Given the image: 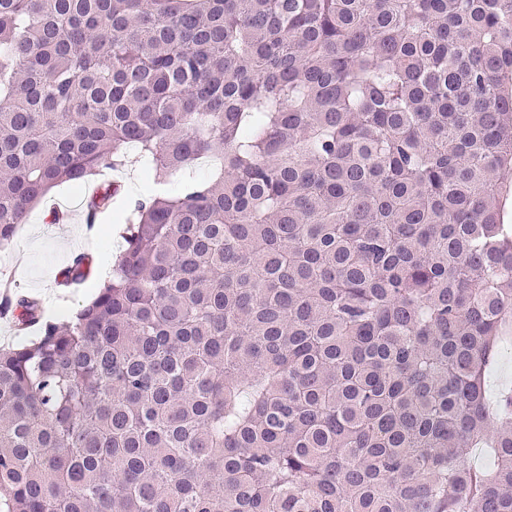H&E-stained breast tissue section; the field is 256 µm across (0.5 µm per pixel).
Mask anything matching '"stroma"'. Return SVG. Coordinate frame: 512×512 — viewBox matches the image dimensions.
Masks as SVG:
<instances>
[{"label": "stroma", "instance_id": "stroma-1", "mask_svg": "<svg viewBox=\"0 0 512 512\" xmlns=\"http://www.w3.org/2000/svg\"><path fill=\"white\" fill-rule=\"evenodd\" d=\"M119 179L124 195L112 199L98 216V224L105 228L98 241L86 243L82 235L85 225L84 201L94 188L90 182L66 183L55 187L42 204L32 209L21 226L12 275L23 291L47 296V313L55 320L67 319L75 309L95 296L101 281L100 270L111 268L121 245L119 231L126 211V201L143 195L152 175L146 168L136 166L121 172ZM53 209L66 212L67 221L61 224L47 223L45 216ZM85 249L91 250L96 260L97 274L78 291L49 298L48 292L53 288L59 271L68 264L75 252Z\"/></svg>", "mask_w": 512, "mask_h": 512}]
</instances>
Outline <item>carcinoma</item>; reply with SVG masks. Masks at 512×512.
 Instances as JSON below:
<instances>
[{"instance_id":"obj_1","label":"carcinoma","mask_w":512,"mask_h":512,"mask_svg":"<svg viewBox=\"0 0 512 512\" xmlns=\"http://www.w3.org/2000/svg\"><path fill=\"white\" fill-rule=\"evenodd\" d=\"M130 146L96 296L0 297V512H512V0H0V247ZM121 181L125 197L136 198L145 193L146 187L151 183L152 175L149 170L141 166H134L121 173L111 172L106 177ZM496 362L487 378V393L490 401H497L505 393L512 392V326L503 334ZM509 336L511 344L508 345ZM511 352V356H510ZM509 353V354H508Z\"/></svg>"}]
</instances>
